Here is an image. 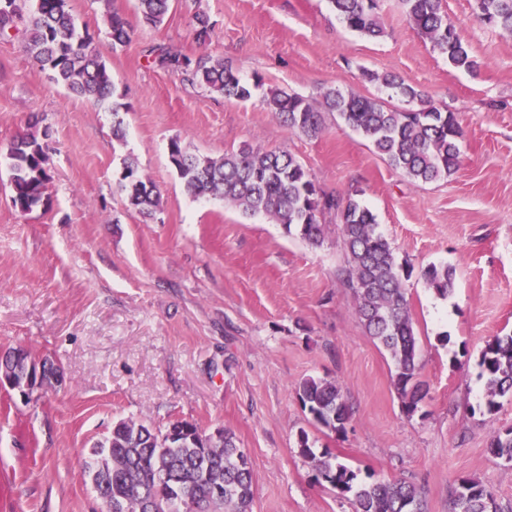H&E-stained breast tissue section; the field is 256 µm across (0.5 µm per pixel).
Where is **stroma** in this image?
Listing matches in <instances>:
<instances>
[{
  "mask_svg": "<svg viewBox=\"0 0 512 512\" xmlns=\"http://www.w3.org/2000/svg\"><path fill=\"white\" fill-rule=\"evenodd\" d=\"M472 4L446 0L450 16L469 21L475 75L414 31L400 0H379L378 40L348 30L328 0H173L156 27L142 23L138 0H70L117 87L101 104L53 82L19 41L0 40V351L23 347L63 374L27 402L0 389V512H103L85 463L121 419L230 431L253 469V512H354L299 454L302 431L359 481L414 484L426 512H451L462 477L491 486L500 512H512V463L489 448L512 428V398L487 414L479 366L488 342L512 334V32L471 20ZM110 7L130 27L119 48L106 31ZM197 11L212 25L203 41L190 26ZM157 43L315 100L331 87L383 98L364 71L396 73L457 113L464 164L412 181L336 115L310 137L258 101L153 67L146 51ZM34 117L49 129L52 179L47 204L21 214L7 153ZM174 138L212 158L245 145L289 152L323 192L372 211L406 274L428 391L416 411L358 317L339 221L328 217L313 246L268 216L188 197L169 161ZM129 154L160 192L154 218L131 209L119 185ZM432 264L455 271L448 297L420 276ZM311 376L343 388L345 433L318 426L296 399Z\"/></svg>",
  "mask_w": 512,
  "mask_h": 512,
  "instance_id": "stroma-1",
  "label": "stroma"
}]
</instances>
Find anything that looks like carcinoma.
<instances>
[{
    "label": "carcinoma",
    "mask_w": 512,
    "mask_h": 512,
    "mask_svg": "<svg viewBox=\"0 0 512 512\" xmlns=\"http://www.w3.org/2000/svg\"><path fill=\"white\" fill-rule=\"evenodd\" d=\"M0 0V38L18 39L40 70L73 94L98 103L114 94L112 73L92 46L88 31H79L69 0ZM142 22L160 25L172 0H138ZM345 26L361 35L377 38L384 33L377 0H329ZM473 11L485 24L512 31V0H473ZM405 16L419 35L444 55L457 69L476 72L482 62L472 55L463 37V22L452 19L444 0H401ZM112 44L125 45L130 33L125 18L107 10ZM198 39L208 36L209 18L192 15ZM148 62L162 70L181 74L184 80L226 98L248 101L264 86L255 76L248 83L233 69L208 56L187 57L164 44L148 50ZM365 78L400 98L405 107H392L379 97L346 95L328 88L316 101L278 86L266 88L260 104L288 130L311 137L324 129V113L334 112L368 139L376 152L392 167L417 182H431L455 173L463 163L461 150L465 131L456 115L440 110L416 87L392 73L364 71ZM48 131L23 133L14 139L11 160L10 202L21 213L47 200L51 180L49 157L40 136ZM169 160L192 198H219L249 215L264 214L286 230L317 245L324 237L327 213L342 224V236L350 259L349 283L357 299V312L367 333L391 356L395 364V387L408 411H415L426 393L417 381L420 348L410 314L406 288L395 269L390 242L377 231L370 209L351 196L323 193L305 167L291 154L261 151L244 146L219 159L199 157L169 144ZM122 190L130 207L150 216L159 206L156 186L142 177L132 156L123 160ZM421 277L437 296L446 298L453 287V270L430 265ZM485 377V407L494 412L498 399L512 395V335L498 336L481 353ZM296 397L313 420L336 434L346 432L351 413L339 384L309 377L296 387ZM162 431L149 425L121 419L112 434L97 443L88 474L96 475L97 491L119 503V512H182L180 500H190L195 512H253V470L238 448L234 436L222 432L202 452L187 439L160 441ZM298 449L310 459L317 478L341 494H352L355 512H424L418 489L401 480L378 478L357 482L356 473L325 451L316 453L305 431L298 434ZM492 453L512 462V429L496 433L490 441ZM219 487L214 493L213 486ZM464 497H453V512H498L495 491L473 477L457 483Z\"/></svg>",
    "instance_id": "obj_1"
}]
</instances>
